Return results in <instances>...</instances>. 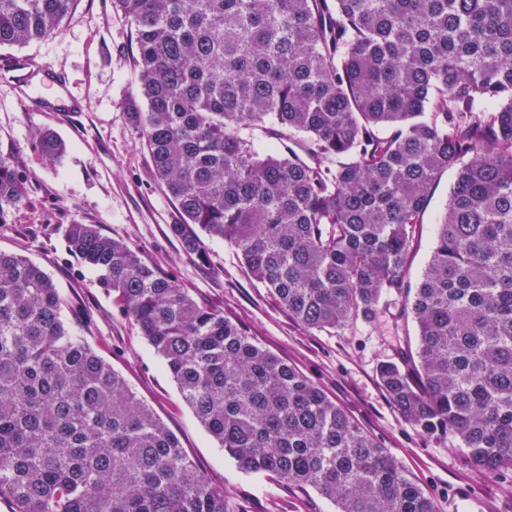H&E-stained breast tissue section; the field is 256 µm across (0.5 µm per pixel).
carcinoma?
<instances>
[{
    "label": "carcinoma",
    "instance_id": "obj_1",
    "mask_svg": "<svg viewBox=\"0 0 512 512\" xmlns=\"http://www.w3.org/2000/svg\"><path fill=\"white\" fill-rule=\"evenodd\" d=\"M75 0H0V47ZM135 34L128 117L177 203L308 329L390 313L415 351L378 370L418 433L512 471V0H113ZM277 145L262 149L255 132ZM54 160L65 144L40 134ZM458 167L416 286L409 247ZM27 194L0 157V212ZM66 248L163 359L239 466L337 512H435L340 405L127 243L70 224ZM52 277L0 251V500L12 512H228L153 410L62 318Z\"/></svg>",
    "mask_w": 512,
    "mask_h": 512
}]
</instances>
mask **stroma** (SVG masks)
<instances>
[{"label":"stroma","mask_w":512,"mask_h":512,"mask_svg":"<svg viewBox=\"0 0 512 512\" xmlns=\"http://www.w3.org/2000/svg\"><path fill=\"white\" fill-rule=\"evenodd\" d=\"M133 30L112 0H75L59 29L22 47H0V156L27 180L25 200L0 213V251L39 264L67 300L63 319L121 374L176 435L228 512H336L309 487L242 470L201 426L162 359L65 246L71 224H92L170 274L193 298L243 325L263 348L297 367L348 414L434 499L437 512H512V472L482 475L455 439L417 433L385 397L378 367L415 347L413 324L386 314L371 322L317 331L298 324L244 269L234 247L203 236L186 254L171 224L174 201L153 177L144 140L128 119L137 91ZM66 145L50 161L37 135ZM456 169L444 172L423 215L407 278L417 281L435 242L436 221Z\"/></svg>","instance_id":"1"}]
</instances>
